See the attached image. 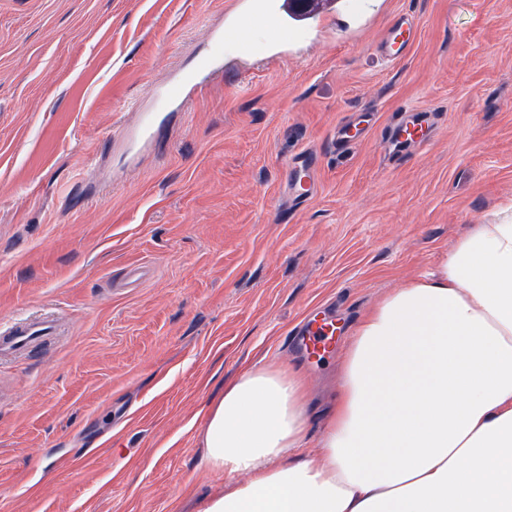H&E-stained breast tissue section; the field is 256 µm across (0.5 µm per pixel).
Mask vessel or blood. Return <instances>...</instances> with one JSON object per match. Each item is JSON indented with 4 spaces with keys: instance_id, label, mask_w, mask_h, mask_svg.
<instances>
[{
    "instance_id": "b4317fda",
    "label": "vessel or blood",
    "mask_w": 512,
    "mask_h": 512,
    "mask_svg": "<svg viewBox=\"0 0 512 512\" xmlns=\"http://www.w3.org/2000/svg\"><path fill=\"white\" fill-rule=\"evenodd\" d=\"M335 5L320 11H310L293 0H249L246 21L226 24L223 31L214 33L211 48L191 75L178 78L164 87L158 95V111L142 114L135 129L138 139L155 138L164 124L166 110L181 107L195 89L213 74L224 68V48L233 46L242 55L274 58L286 54L289 43L300 30L335 13ZM415 18L403 16L387 27L379 42L381 55L390 61L406 58L417 39ZM436 124L432 111H422L420 118H394L387 127L386 142L391 153L406 148H421L429 141ZM314 154L304 153L296 159L294 167L303 174L302 180L291 181L290 191L301 202L311 199L317 186L312 176ZM336 321L328 316L309 319L303 346L309 356L323 357L336 344ZM58 318L51 313L29 315L7 323H0V361L15 358L40 343L59 335Z\"/></svg>"
}]
</instances>
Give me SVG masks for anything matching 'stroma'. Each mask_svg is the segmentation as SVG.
Masks as SVG:
<instances>
[{
  "label": "stroma",
  "instance_id": "obj_1",
  "mask_svg": "<svg viewBox=\"0 0 512 512\" xmlns=\"http://www.w3.org/2000/svg\"><path fill=\"white\" fill-rule=\"evenodd\" d=\"M243 0H0V321L54 310L61 334L0 363V512H199L223 492L208 404L244 370L302 371L316 453L358 318L433 271L471 225L512 204V0H372L287 55L234 61L162 137L119 125L193 71ZM411 54L376 44L399 15ZM438 115L388 156L402 110ZM371 110L341 152L337 125ZM316 154L295 204L286 163ZM132 264L150 267L121 287ZM329 312L336 348L288 342Z\"/></svg>",
  "mask_w": 512,
  "mask_h": 512
}]
</instances>
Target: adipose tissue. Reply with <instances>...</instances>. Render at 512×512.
<instances>
[{
  "mask_svg": "<svg viewBox=\"0 0 512 512\" xmlns=\"http://www.w3.org/2000/svg\"><path fill=\"white\" fill-rule=\"evenodd\" d=\"M305 453V382L255 367L209 408L201 512H512V212L364 313Z\"/></svg>",
  "mask_w": 512,
  "mask_h": 512,
  "instance_id": "ef3b65f1",
  "label": "adipose tissue"
}]
</instances>
